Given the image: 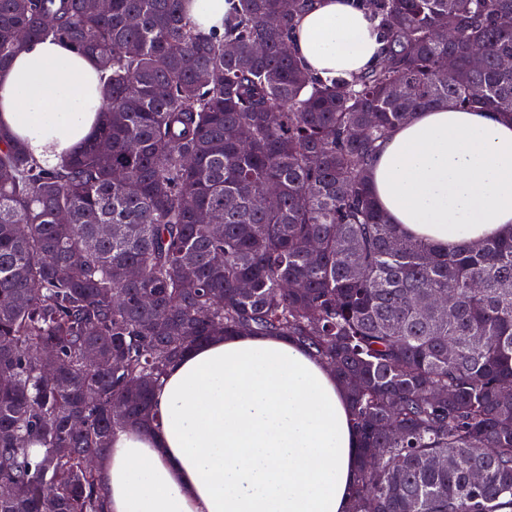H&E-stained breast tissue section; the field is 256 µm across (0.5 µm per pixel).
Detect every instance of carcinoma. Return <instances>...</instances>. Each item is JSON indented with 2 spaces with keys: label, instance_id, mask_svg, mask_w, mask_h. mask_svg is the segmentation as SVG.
<instances>
[{
  "label": "carcinoma",
  "instance_id": "1",
  "mask_svg": "<svg viewBox=\"0 0 512 512\" xmlns=\"http://www.w3.org/2000/svg\"><path fill=\"white\" fill-rule=\"evenodd\" d=\"M90 2L0 0V68L30 40H64L106 95L58 168L0 130V483L17 487L0 512H105L96 462L114 429L153 419L191 347L241 332L292 338L346 388L349 512H512V233L442 252L390 223L369 183L419 111L512 118V0H357L383 59L330 80L281 51L311 0H234L221 36L193 27L191 0Z\"/></svg>",
  "mask_w": 512,
  "mask_h": 512
}]
</instances>
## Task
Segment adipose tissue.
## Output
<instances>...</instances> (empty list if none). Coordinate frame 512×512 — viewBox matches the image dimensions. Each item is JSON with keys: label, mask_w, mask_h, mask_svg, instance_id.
Instances as JSON below:
<instances>
[{"label": "adipose tissue", "mask_w": 512, "mask_h": 512, "mask_svg": "<svg viewBox=\"0 0 512 512\" xmlns=\"http://www.w3.org/2000/svg\"><path fill=\"white\" fill-rule=\"evenodd\" d=\"M384 44L355 0H314L293 53L313 75L373 67ZM94 59L33 40L0 69V127L56 166L95 135ZM373 195L408 236L447 250L512 228V119L448 103L417 112L379 150ZM151 428H121L97 469L108 512H346L358 464L334 373L286 336H227L168 369Z\"/></svg>", "instance_id": "1"}]
</instances>
